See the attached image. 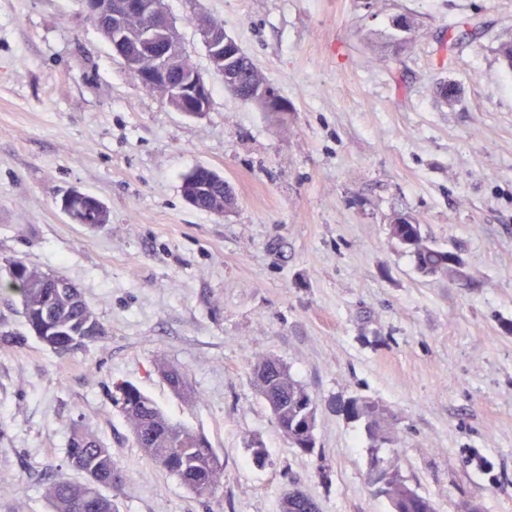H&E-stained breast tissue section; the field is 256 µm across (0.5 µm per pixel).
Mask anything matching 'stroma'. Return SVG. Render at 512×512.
I'll use <instances>...</instances> for the list:
<instances>
[{
  "mask_svg": "<svg viewBox=\"0 0 512 512\" xmlns=\"http://www.w3.org/2000/svg\"><path fill=\"white\" fill-rule=\"evenodd\" d=\"M163 6L211 85L203 116L142 89L80 0H0V263L64 276L106 330L58 356L0 290V512H48L75 421L126 475L120 512H280L295 486L321 512H392L367 480L362 429L336 410L357 394L386 408L401 472L437 512H512V0ZM201 17L288 113L225 91ZM198 165L224 176L231 210L185 199ZM73 189L109 224L73 223L60 208ZM401 214L462 258V276L419 273L390 236ZM256 353L315 400L313 453L277 428ZM160 360L192 397L169 389ZM122 381L207 438L224 468L212 496L136 445L112 402ZM157 371L170 388H174L176 385L180 386L181 393L177 395L186 397L191 396L192 392L185 372L164 362L157 365Z\"/></svg>",
  "mask_w": 512,
  "mask_h": 512,
  "instance_id": "1",
  "label": "stroma"
}]
</instances>
